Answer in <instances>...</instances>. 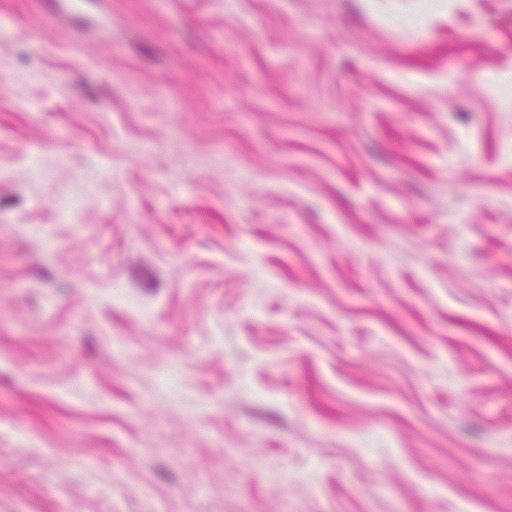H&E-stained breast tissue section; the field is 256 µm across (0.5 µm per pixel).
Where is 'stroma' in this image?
<instances>
[{
  "mask_svg": "<svg viewBox=\"0 0 512 512\" xmlns=\"http://www.w3.org/2000/svg\"><path fill=\"white\" fill-rule=\"evenodd\" d=\"M0 512H512V0H0Z\"/></svg>",
  "mask_w": 512,
  "mask_h": 512,
  "instance_id": "1",
  "label": "stroma"
}]
</instances>
